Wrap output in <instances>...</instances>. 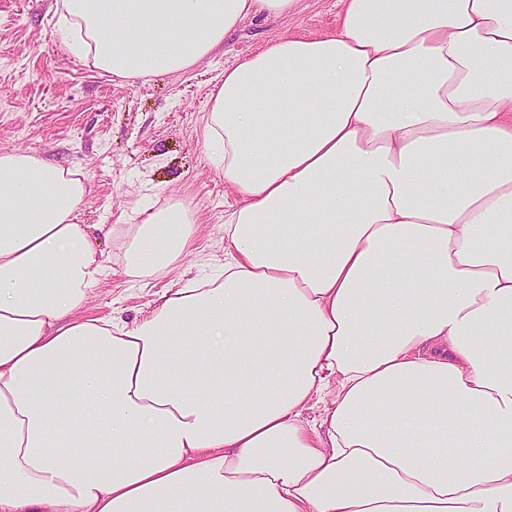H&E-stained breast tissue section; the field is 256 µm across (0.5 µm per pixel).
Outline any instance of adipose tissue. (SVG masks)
<instances>
[{
  "instance_id": "ef3b65f1",
  "label": "adipose tissue",
  "mask_w": 512,
  "mask_h": 512,
  "mask_svg": "<svg viewBox=\"0 0 512 512\" xmlns=\"http://www.w3.org/2000/svg\"><path fill=\"white\" fill-rule=\"evenodd\" d=\"M298 3L55 11L128 79ZM337 4L335 32L225 68L203 141L242 199L230 258L132 326L82 314L112 256L81 171L0 150V512H512V0ZM196 234L145 211L125 275ZM329 381V387L326 389V392L323 394L321 399L315 396L303 410L301 418L304 422H307L310 425L319 423L322 415L325 413V410L332 406V400L335 397V393L338 391V382L336 376H331Z\"/></svg>"
}]
</instances>
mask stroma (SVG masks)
<instances>
[{
  "instance_id": "obj_1",
  "label": "stroma",
  "mask_w": 512,
  "mask_h": 512,
  "mask_svg": "<svg viewBox=\"0 0 512 512\" xmlns=\"http://www.w3.org/2000/svg\"><path fill=\"white\" fill-rule=\"evenodd\" d=\"M54 0H0V149H24L80 168L81 224H136L144 208L182 202L198 224V251L148 284L123 273L118 237L103 238L109 272L92 289L87 317L132 325L187 280L212 276L229 251L224 217L241 203L207 155L202 131L226 66L283 36L335 32L336 0H300L283 18H258L227 35L185 74L126 80L68 53Z\"/></svg>"
}]
</instances>
